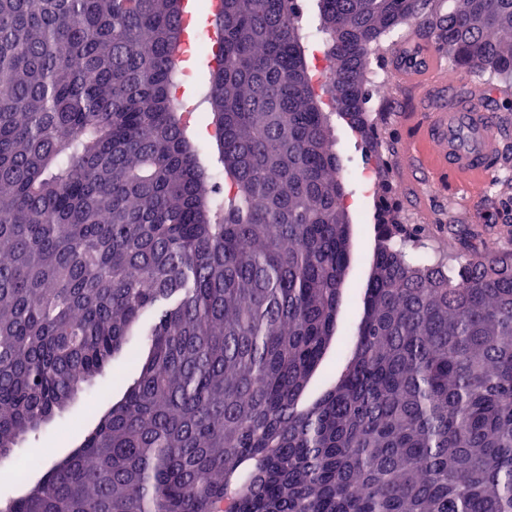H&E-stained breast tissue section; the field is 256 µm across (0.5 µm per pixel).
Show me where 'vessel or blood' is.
Here are the masks:
<instances>
[{
    "label": "vessel or blood",
    "mask_w": 512,
    "mask_h": 512,
    "mask_svg": "<svg viewBox=\"0 0 512 512\" xmlns=\"http://www.w3.org/2000/svg\"><path fill=\"white\" fill-rule=\"evenodd\" d=\"M395 85L426 91L443 71L442 59L432 45L418 42L414 52L399 48L393 53ZM415 124L421 150L410 152L402 171L407 177L418 173L448 172L457 183L479 190L485 185L493 162L500 154V139L491 117L483 107L482 91L471 86L465 96H449L448 107L428 122L416 124L414 115H405Z\"/></svg>",
    "instance_id": "obj_1"
}]
</instances>
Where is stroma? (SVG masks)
<instances>
[{
	"instance_id": "35a3bbf8",
	"label": "stroma",
	"mask_w": 512,
	"mask_h": 512,
	"mask_svg": "<svg viewBox=\"0 0 512 512\" xmlns=\"http://www.w3.org/2000/svg\"><path fill=\"white\" fill-rule=\"evenodd\" d=\"M205 54L191 52L184 61L185 80L180 92L191 106L190 117L200 130V143H207L209 124L205 114L206 106L201 105L197 83L202 74ZM448 100V82L440 80L438 87L430 93L421 94L391 87L387 96L371 101L373 111L382 112L386 120L380 126L379 148L390 161L388 170L377 169L364 144L348 132L344 126H337L335 149L340 155L346 179L344 204L354 216V250L344 288L345 300L339 317L341 327H354L362 313V306L356 296L364 285L371 265L374 248L372 226L374 224L375 202L383 184H390L396 198L405 204L407 223L422 225L426 230L427 242L441 251H452L455 242L448 235L452 224H471L481 229L483 246L512 249V138L504 140V157L495 168L481 194H471L466 187L449 179L447 174H437L435 182L422 186L426 198V211L408 205V192L398 177L403 145L414 135L412 128L400 119L402 113H419L422 120H431L436 107ZM109 375L97 377L90 385L84 386L71 406L56 417L39 433L21 437L10 458L0 462V500L18 496L23 487L16 481V470L36 448L52 449L54 457L69 453L83 440L94 422L84 412L85 402L107 389Z\"/></svg>"
}]
</instances>
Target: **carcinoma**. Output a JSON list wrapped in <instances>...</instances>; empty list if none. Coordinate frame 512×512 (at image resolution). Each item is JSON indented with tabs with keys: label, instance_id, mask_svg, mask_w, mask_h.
Here are the masks:
<instances>
[{
	"label": "carcinoma",
	"instance_id": "1",
	"mask_svg": "<svg viewBox=\"0 0 512 512\" xmlns=\"http://www.w3.org/2000/svg\"><path fill=\"white\" fill-rule=\"evenodd\" d=\"M294 2L215 6L211 155L175 89L184 0H0V461L139 366L0 512H512V250L473 227L449 264L378 201L353 346L300 405L351 263L334 117L385 165L370 56L414 22L511 80L512 0H316L323 81Z\"/></svg>",
	"mask_w": 512,
	"mask_h": 512
}]
</instances>
